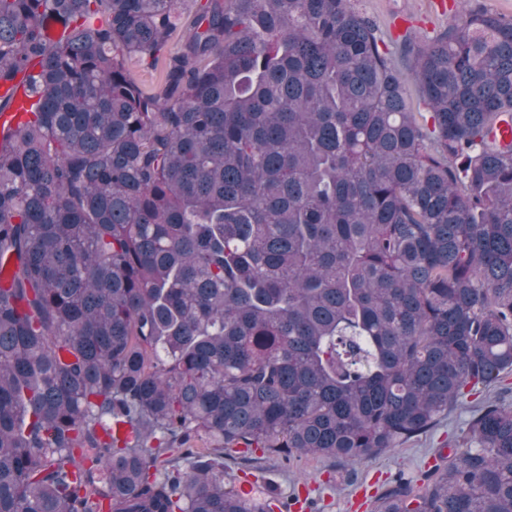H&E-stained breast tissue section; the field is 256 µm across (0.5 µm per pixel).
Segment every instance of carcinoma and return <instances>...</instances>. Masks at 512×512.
<instances>
[{"mask_svg": "<svg viewBox=\"0 0 512 512\" xmlns=\"http://www.w3.org/2000/svg\"><path fill=\"white\" fill-rule=\"evenodd\" d=\"M183 2L0 0V512H268L224 458L357 464L512 373V19L405 39L415 112L349 0ZM374 512H512V403ZM182 30L175 32L162 50L160 61L156 65H148L139 61H128L127 67L134 79L147 91L159 92L163 84V59L177 52L182 44ZM0 96L12 101L10 107L0 113V129L5 123L14 126L17 122L23 120L26 116L25 110L38 102L36 97L29 94L27 86L24 87L20 84L13 90L2 88Z\"/></svg>", "mask_w": 512, "mask_h": 512, "instance_id": "carcinoma-1", "label": "carcinoma"}]
</instances>
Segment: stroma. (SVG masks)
Segmentation results:
<instances>
[{"label": "stroma", "mask_w": 512, "mask_h": 512, "mask_svg": "<svg viewBox=\"0 0 512 512\" xmlns=\"http://www.w3.org/2000/svg\"><path fill=\"white\" fill-rule=\"evenodd\" d=\"M350 5L376 24L384 36L386 49L392 53L404 37L411 36L421 42L439 37L447 31L452 16L442 0H350ZM511 388L510 375L493 387L476 388L426 434L354 466L319 457L304 461L297 471L273 459L247 471L232 467L230 474L238 481L246 477L254 479L260 490L274 484L285 498L307 492L311 501L309 512H371L375 499L394 474L402 472L420 480L434 464L437 450L456 435L473 412Z\"/></svg>", "instance_id": "1"}]
</instances>
